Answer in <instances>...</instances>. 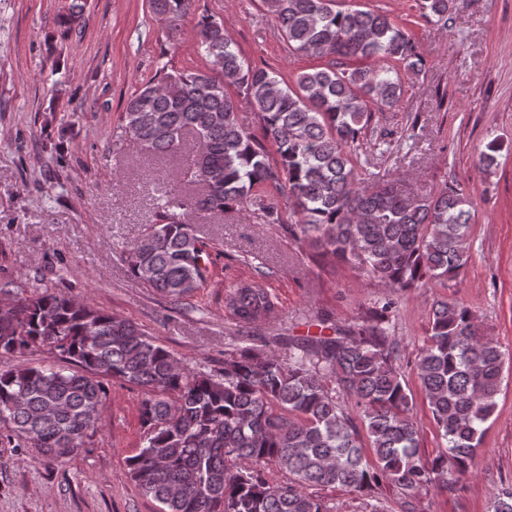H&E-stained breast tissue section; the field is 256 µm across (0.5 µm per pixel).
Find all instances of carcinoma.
Wrapping results in <instances>:
<instances>
[{
  "label": "carcinoma",
  "instance_id": "carcinoma-1",
  "mask_svg": "<svg viewBox=\"0 0 512 512\" xmlns=\"http://www.w3.org/2000/svg\"><path fill=\"white\" fill-rule=\"evenodd\" d=\"M192 5L150 0L151 11L169 21L167 40L177 37L178 19ZM265 5L289 49L327 64L283 88L268 70L245 63L222 24L199 19V47L212 69H162L122 112L124 133L156 159L178 153L188 136L203 146L187 172L203 194L192 202L175 183L161 187L157 222L121 251L130 274L173 302L187 298L207 283L210 253L178 211L215 214L248 204L267 223H281L277 205L254 193L271 184L287 188L291 235L321 255L353 263L395 293L458 281L470 262L474 217L464 189L420 196L393 183L369 187L352 163L375 111L400 102L402 80L391 62L407 73L426 69L411 35L384 13L340 9L335 0ZM417 6L426 22L446 28L464 3ZM231 86L257 107L276 161L238 123ZM225 305L244 325L278 311L272 294L252 284L225 292ZM393 305L383 302L334 336H278L274 349L229 343L223 367L196 372L130 320L87 300L34 293L0 317V352L47 346L71 367L19 365L0 373V423L7 424L0 444L55 458L74 453L97 427L104 380L116 378L145 392L144 443L126 465L159 512H326L307 488L337 484L365 496L387 484L403 512H415L420 491L453 495L473 472L497 409L506 353L477 333L468 308L433 302L416 378L446 448L424 460L399 343L383 326ZM268 464L287 471L288 483L269 484ZM492 512H512V484L493 492Z\"/></svg>",
  "mask_w": 512,
  "mask_h": 512
}]
</instances>
